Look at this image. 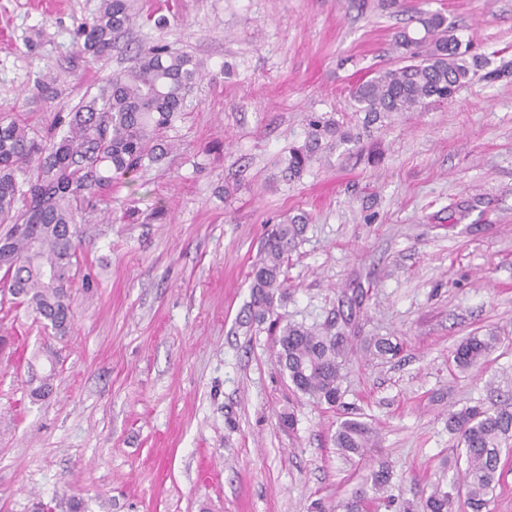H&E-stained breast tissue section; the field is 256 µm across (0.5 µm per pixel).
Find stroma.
<instances>
[{
    "instance_id": "stroma-1",
    "label": "stroma",
    "mask_w": 512,
    "mask_h": 512,
    "mask_svg": "<svg viewBox=\"0 0 512 512\" xmlns=\"http://www.w3.org/2000/svg\"><path fill=\"white\" fill-rule=\"evenodd\" d=\"M118 48L76 36L99 0H0V118L46 131L156 43L203 77L165 159L113 183L83 226L66 335L0 299V512H427L464 468L449 413L512 404V75L365 124L351 90L402 65L395 36L439 12L490 68L512 0H132ZM353 134L282 176L311 116ZM305 216L284 265L290 322L348 336L344 397L293 392L249 272ZM496 350L459 372L463 338ZM384 338L396 355L377 356ZM54 372L48 397L36 377ZM293 412V429L278 416ZM376 445L342 455L346 419ZM390 473L387 493L371 474Z\"/></svg>"
}]
</instances>
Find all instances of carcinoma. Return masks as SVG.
I'll return each instance as SVG.
<instances>
[{"instance_id": "carcinoma-1", "label": "carcinoma", "mask_w": 512, "mask_h": 512, "mask_svg": "<svg viewBox=\"0 0 512 512\" xmlns=\"http://www.w3.org/2000/svg\"><path fill=\"white\" fill-rule=\"evenodd\" d=\"M130 20V0H100L92 21L79 26L83 49L95 58L109 54ZM418 23L423 35L403 30L396 36L397 47L413 63L379 70L353 89L366 122L385 112H420L434 100L453 97L477 75L496 80L509 74L505 67L479 74L486 62L448 36L443 14H425ZM199 77L200 65L192 57L157 44L139 50L131 66L97 95L58 115L46 133L0 121V223L10 225L0 238V287L56 333H66L72 320V268L81 224L114 180L161 160L164 151L154 138L172 127ZM310 127L304 146L289 151L282 170L286 179L301 175L323 139H352L330 120L316 119ZM304 224L300 216L287 218L263 241L249 273V314L252 321L270 320L278 331V362L295 391L334 405L341 398L346 341L290 322L275 310L276 298L286 297L285 258ZM48 271L55 275L51 284ZM499 341L494 334L466 337L452 352L455 367L467 371L480 365ZM449 423L465 451L464 489L454 497L435 488L427 510L455 512L461 498L470 512H483L500 480L501 444L512 437V410L474 405L452 414ZM335 440L347 456L375 446L372 428L358 420L340 423Z\"/></svg>"}]
</instances>
